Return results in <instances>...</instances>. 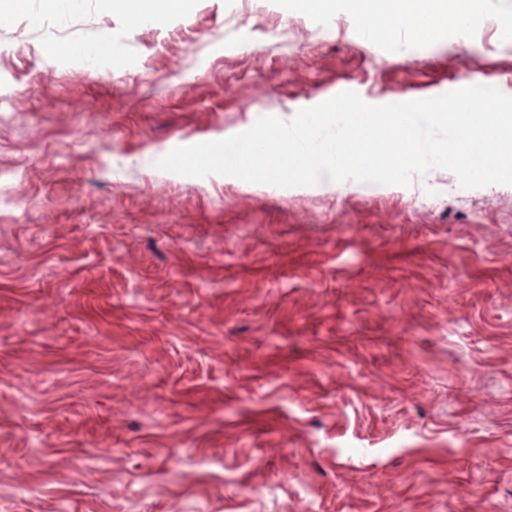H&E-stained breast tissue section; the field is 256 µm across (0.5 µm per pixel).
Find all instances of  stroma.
Returning a JSON list of instances; mask_svg holds the SVG:
<instances>
[{"label":"stroma","mask_w":512,"mask_h":512,"mask_svg":"<svg viewBox=\"0 0 512 512\" xmlns=\"http://www.w3.org/2000/svg\"><path fill=\"white\" fill-rule=\"evenodd\" d=\"M459 79L512 95V0L425 44L343 0L0 11V512H512V186L157 166ZM190 0H166L155 4L156 0H139L141 10L151 15L158 24L164 23L169 16L183 12Z\"/></svg>","instance_id":"1"}]
</instances>
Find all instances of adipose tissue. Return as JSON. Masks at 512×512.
<instances>
[{
	"mask_svg": "<svg viewBox=\"0 0 512 512\" xmlns=\"http://www.w3.org/2000/svg\"><path fill=\"white\" fill-rule=\"evenodd\" d=\"M475 0H431V17L423 19L418 0H348L352 13L367 19L376 39H391L398 29L429 42L444 28L468 21Z\"/></svg>",
	"mask_w": 512,
	"mask_h": 512,
	"instance_id": "ef3b65f1",
	"label": "adipose tissue"
}]
</instances>
